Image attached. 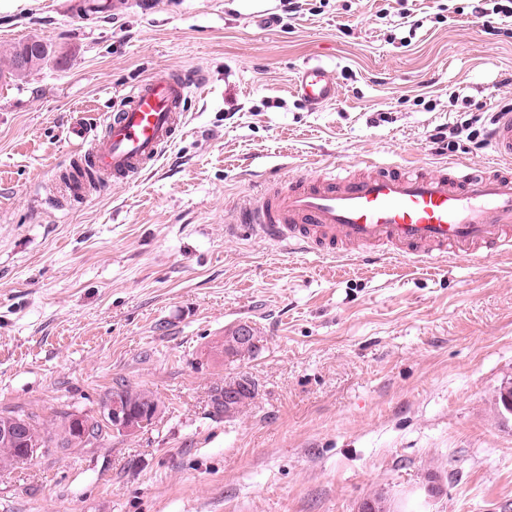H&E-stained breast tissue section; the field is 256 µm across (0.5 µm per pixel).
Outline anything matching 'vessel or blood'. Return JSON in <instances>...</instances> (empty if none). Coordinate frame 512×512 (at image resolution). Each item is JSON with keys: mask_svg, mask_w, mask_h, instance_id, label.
Masks as SVG:
<instances>
[{"mask_svg": "<svg viewBox=\"0 0 512 512\" xmlns=\"http://www.w3.org/2000/svg\"><path fill=\"white\" fill-rule=\"evenodd\" d=\"M189 73L162 74L134 84L89 134L72 123L71 168L90 177L67 191L104 190L152 169L186 119ZM295 91L314 106L332 102L336 84L323 64L300 69ZM493 165L475 172L452 164L373 162L356 176L335 166L294 178L259 174V195L240 206L228 234L247 233L272 245L323 257L353 253L366 261L398 255L415 263L446 256L477 258L482 250H512V111L496 115L488 137Z\"/></svg>", "mask_w": 512, "mask_h": 512, "instance_id": "vessel-or-blood-1", "label": "vessel or blood"}]
</instances>
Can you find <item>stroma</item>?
<instances>
[{"label": "stroma", "instance_id": "stroma-1", "mask_svg": "<svg viewBox=\"0 0 512 512\" xmlns=\"http://www.w3.org/2000/svg\"><path fill=\"white\" fill-rule=\"evenodd\" d=\"M0 0V413L54 428L100 417L119 385L151 392L142 431L0 466V512H507L512 504V254L417 264L282 251L230 237L257 165L299 176L363 161L489 163L467 121L512 101V17L472 0ZM326 66L334 103L293 92ZM191 71L187 122L153 171L58 209L76 120L131 85ZM452 148L431 141L437 127ZM247 322L260 349L224 359ZM258 387L216 415L215 387ZM438 485L430 493V485ZM494 1L492 8H487V0H477V5L473 6V11L483 18L485 30L484 33L488 35H496L495 32L498 29L493 26L495 23L494 16L496 15H510L512 13V1L510 0H488ZM481 2V3H480ZM501 2H507L508 4H502ZM50 49V48H49ZM43 50V46L40 45L39 42H28L21 45L14 54L13 58V71L14 72H22L24 71L32 62L34 56L35 59L29 70L33 67L39 66L41 63L50 59L51 55L54 54V51L45 46L44 51L39 54ZM39 54V55H38Z\"/></svg>", "mask_w": 512, "mask_h": 512}]
</instances>
